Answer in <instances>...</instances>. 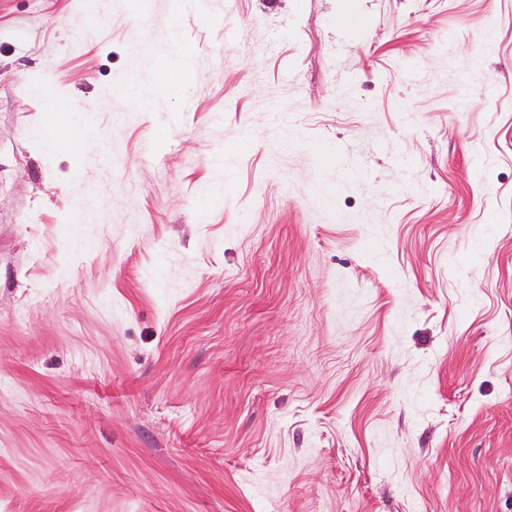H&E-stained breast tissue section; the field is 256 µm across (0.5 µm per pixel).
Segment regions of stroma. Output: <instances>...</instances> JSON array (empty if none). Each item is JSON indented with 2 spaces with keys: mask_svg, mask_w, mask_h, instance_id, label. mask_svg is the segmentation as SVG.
Segmentation results:
<instances>
[{
  "mask_svg": "<svg viewBox=\"0 0 512 512\" xmlns=\"http://www.w3.org/2000/svg\"><path fill=\"white\" fill-rule=\"evenodd\" d=\"M417 507L512 512V0H0V512Z\"/></svg>",
  "mask_w": 512,
  "mask_h": 512,
  "instance_id": "obj_1",
  "label": "stroma"
}]
</instances>
